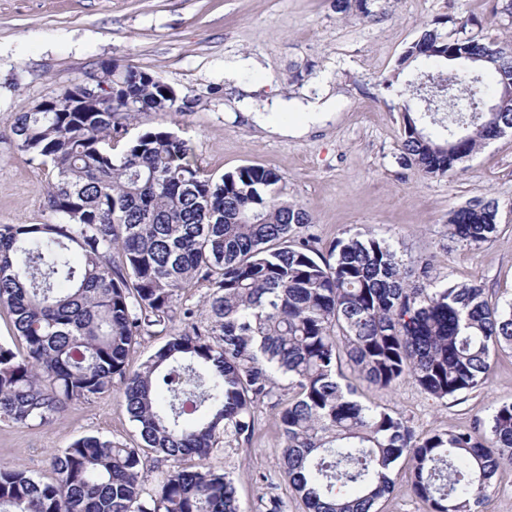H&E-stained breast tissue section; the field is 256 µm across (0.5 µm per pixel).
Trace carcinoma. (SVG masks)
Instances as JSON below:
<instances>
[{
  "label": "carcinoma",
  "mask_w": 512,
  "mask_h": 512,
  "mask_svg": "<svg viewBox=\"0 0 512 512\" xmlns=\"http://www.w3.org/2000/svg\"><path fill=\"white\" fill-rule=\"evenodd\" d=\"M377 7L334 0L336 12L363 19ZM471 24L424 29L398 62L402 72L462 49L480 66L422 73L400 90L402 158L424 174L455 173L512 130V107L482 111L489 91L512 80V49L468 34ZM98 72L111 98L104 110L76 112L66 91L58 111L22 112L10 128L17 149L48 166L46 205L66 222L0 224V308L21 342L0 344V418L49 424L111 392L117 376L143 447L197 463L164 473L148 493L141 449L87 435L52 454L49 482L1 464L0 512H243L232 478L205 461L249 442L264 404L283 441L281 475L304 512H378L403 459L428 512H484L512 464V403L471 432L420 436L401 413L355 399L345 370L463 399L486 383L492 357L512 350V301L490 304L476 281L411 286L373 233L316 257L299 234L311 217L284 198L276 170L214 177L168 127L129 136L140 115L191 112L195 99L135 66L110 61ZM498 213L496 200H474L450 213L448 232L489 244ZM187 288L207 289L201 308L178 306ZM178 320L186 328L171 331ZM162 332L165 344L127 373L138 339ZM254 512L288 505L262 492Z\"/></svg>",
  "instance_id": "obj_1"
}]
</instances>
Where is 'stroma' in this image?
<instances>
[{"label":"stroma","instance_id":"stroma-1","mask_svg":"<svg viewBox=\"0 0 512 512\" xmlns=\"http://www.w3.org/2000/svg\"><path fill=\"white\" fill-rule=\"evenodd\" d=\"M493 7L494 0H393L386 16L370 21L336 13L332 0H0V224L52 219L44 206L48 170L16 148L15 115L112 59L156 72L196 98L193 112L151 113L139 125L179 126L205 171L275 169L288 199L311 214L305 233L320 253L372 231L402 256L410 283L476 280L489 301L512 299V132L485 144L463 170L424 176L401 158L400 99L384 86L427 24L447 32L472 18L475 34L512 45V16ZM238 59L245 66L233 88L224 64ZM316 97L328 101L327 111L272 105ZM483 198L499 202L495 240L477 248L451 238L449 212ZM355 387L362 403L396 409L418 434L467 431L512 402V351L495 357L485 387L462 403L433 398L409 380ZM86 435L141 446L121 380L109 395L72 404L46 425L0 418V464L50 480L53 451ZM281 451L263 406L249 443L215 450L208 464L229 473L243 512H251L260 474L297 512L279 477Z\"/></svg>","mask_w":512,"mask_h":512}]
</instances>
